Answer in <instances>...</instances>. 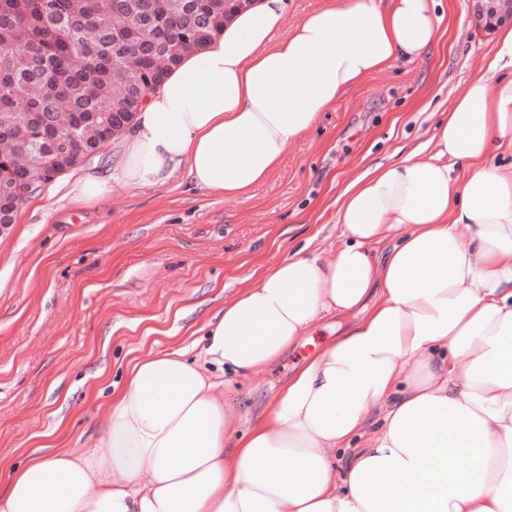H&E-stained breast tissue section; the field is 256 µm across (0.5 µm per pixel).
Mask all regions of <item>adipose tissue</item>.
<instances>
[{
	"label": "adipose tissue",
	"mask_w": 512,
	"mask_h": 512,
	"mask_svg": "<svg viewBox=\"0 0 512 512\" xmlns=\"http://www.w3.org/2000/svg\"><path fill=\"white\" fill-rule=\"evenodd\" d=\"M437 3L325 0L291 23L286 0H258L168 72L68 201L182 170L249 192L344 92L426 56ZM487 70L431 144L348 183L341 245L242 288L197 355L134 359L92 447L13 470L0 512H512V28ZM329 314L355 321L239 428L227 375L262 374Z\"/></svg>",
	"instance_id": "1"
}]
</instances>
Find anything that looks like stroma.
<instances>
[{
  "label": "stroma",
  "instance_id": "1",
  "mask_svg": "<svg viewBox=\"0 0 512 512\" xmlns=\"http://www.w3.org/2000/svg\"><path fill=\"white\" fill-rule=\"evenodd\" d=\"M481 0H444L448 30L420 61L400 60L343 94L266 182L235 199L168 185L117 187L93 206L64 199L67 172L27 197L0 233V489L8 466L59 441L86 448L133 359L190 343L242 287L301 247L342 244L347 183L429 141L496 51ZM347 319L324 317L264 373L224 396L256 416Z\"/></svg>",
  "mask_w": 512,
  "mask_h": 512
}]
</instances>
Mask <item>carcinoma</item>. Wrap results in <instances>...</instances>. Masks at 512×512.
Instances as JSON below:
<instances>
[{"instance_id": "obj_1", "label": "carcinoma", "mask_w": 512, "mask_h": 512, "mask_svg": "<svg viewBox=\"0 0 512 512\" xmlns=\"http://www.w3.org/2000/svg\"><path fill=\"white\" fill-rule=\"evenodd\" d=\"M251 0H0V222L127 128Z\"/></svg>"}]
</instances>
